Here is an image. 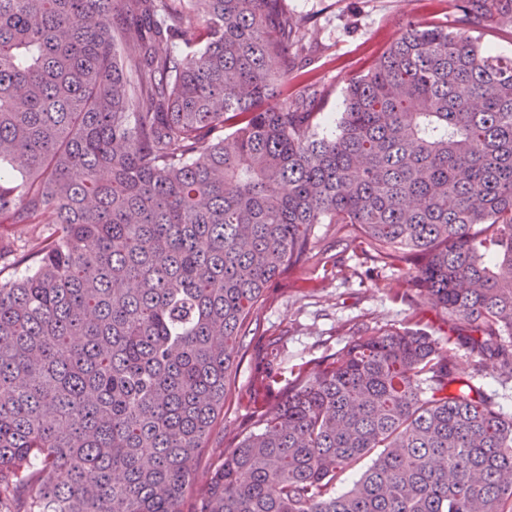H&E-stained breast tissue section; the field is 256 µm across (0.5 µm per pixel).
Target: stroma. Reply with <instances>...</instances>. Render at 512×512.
Listing matches in <instances>:
<instances>
[{"mask_svg":"<svg viewBox=\"0 0 512 512\" xmlns=\"http://www.w3.org/2000/svg\"><path fill=\"white\" fill-rule=\"evenodd\" d=\"M311 31L305 72L288 83L297 91L306 79L319 82L324 95L316 131L328 136L344 109L349 82L362 75L383 50L401 36L408 20L460 30L457 0H287ZM445 312L426 295L411 290L405 276L380 267L357 247H337L329 225L317 229V254L289 271L267 291L226 381L224 410L195 469L194 486L203 488L212 471L237 442L255 429L257 409L272 410L284 386L269 384L271 372L289 377L292 369L336 353L357 333L421 324L447 336ZM461 368L475 374L512 414V371L458 350Z\"/></svg>","mask_w":512,"mask_h":512,"instance_id":"obj_1","label":"stroma"}]
</instances>
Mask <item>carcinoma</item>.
<instances>
[{
	"instance_id": "obj_1",
	"label": "carcinoma",
	"mask_w": 512,
	"mask_h": 512,
	"mask_svg": "<svg viewBox=\"0 0 512 512\" xmlns=\"http://www.w3.org/2000/svg\"><path fill=\"white\" fill-rule=\"evenodd\" d=\"M459 11L409 23L319 137L287 0H0V217L29 232L0 244V512H182L319 224L512 369V58L480 35L512 0ZM257 417L198 512H512V415L421 328L352 338Z\"/></svg>"
}]
</instances>
